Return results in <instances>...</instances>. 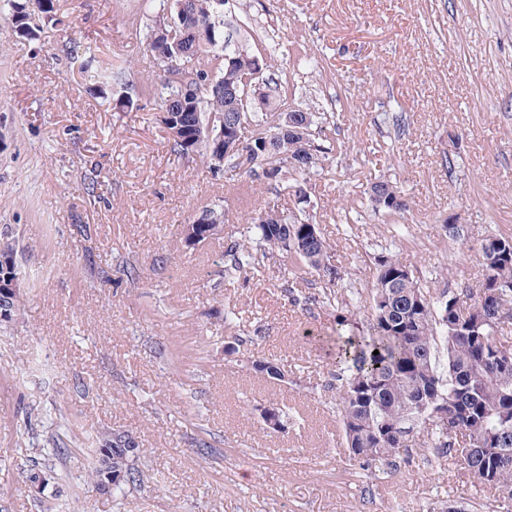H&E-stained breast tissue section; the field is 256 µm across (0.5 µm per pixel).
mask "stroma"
I'll list each match as a JSON object with an SVG mask.
<instances>
[{"label": "stroma", "instance_id": "stroma-1", "mask_svg": "<svg viewBox=\"0 0 512 512\" xmlns=\"http://www.w3.org/2000/svg\"><path fill=\"white\" fill-rule=\"evenodd\" d=\"M54 4L29 37L0 8V235L16 237L21 276L38 283L0 330V512H43L45 499L65 512H512V488L477 485L460 458L416 446L369 470L350 456L328 343L337 315L367 318L348 291L368 293L379 256L430 295L463 293L484 279L483 239L512 233V0H225L266 76L289 77L296 102L329 115L332 158L303 188L336 283L294 278L278 255L224 276L228 247L268 206L296 211L295 197L171 153L145 0ZM91 56L121 63L132 110L82 77ZM381 177L403 190L401 217L373 211ZM215 206L221 239L185 245L183 225ZM256 360L286 381L255 374ZM268 406L287 409L284 429L266 428ZM114 429L143 450V484L122 497L87 480L91 438ZM43 460L39 495L24 471Z\"/></svg>", "mask_w": 512, "mask_h": 512}]
</instances>
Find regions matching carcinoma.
<instances>
[{"label":"carcinoma","instance_id":"cac0c4a2","mask_svg":"<svg viewBox=\"0 0 512 512\" xmlns=\"http://www.w3.org/2000/svg\"><path fill=\"white\" fill-rule=\"evenodd\" d=\"M16 27L26 34L32 27L27 5L8 0ZM224 0H173L170 15L157 16L148 31V47L160 67L170 56L183 53L191 70L181 77L163 76L158 96L169 122L180 126V138H170L171 151L179 157L195 156L215 174L240 167L239 154L216 155L207 137L198 130L218 113L225 121L246 127L241 137L253 142L249 172L272 187L276 196L297 195L298 179L318 174L333 149L314 142L316 112L299 113L306 124L303 138L281 144L270 123L286 106L281 85L273 81L265 108L240 111L239 89L253 67L264 60L249 51L230 62L220 41ZM197 15L196 28L172 39L168 17L178 9ZM122 67L111 65L108 73H94L100 95H114L112 75ZM375 212L397 216L406 211L402 192L387 180L371 185ZM201 218L207 224L183 225V239L192 228L206 236L214 224H224V211L210 208ZM253 246H232L231 264L224 273L235 275L255 264L257 256L279 254L292 262L294 276L314 270L339 276L329 263V245L307 218L286 215L270 208L267 217L253 224ZM485 267L481 287L460 293L444 289L436 297L420 288L411 271L392 255L379 258L369 294L370 317L361 325L356 319L336 318V395L343 440L349 454L370 464L397 465L410 456L412 442L421 436L423 448L435 457L458 456L473 480L480 484L512 486V345L501 351L496 343L508 342L504 326L512 323V236L494 234L480 246ZM0 277L16 281V290L0 293V312L8 314L0 327L10 325L20 309L25 285L19 270L0 261ZM448 415V424L433 420L432 412ZM137 442L132 433L112 430L92 439L95 463L88 479L101 491L118 495L143 479L135 467L143 453L126 451ZM112 451V470L123 479L107 485L100 456Z\"/></svg>","mask_w":512,"mask_h":512}]
</instances>
